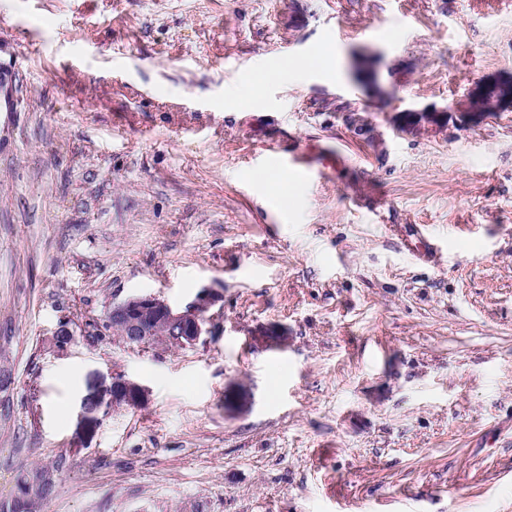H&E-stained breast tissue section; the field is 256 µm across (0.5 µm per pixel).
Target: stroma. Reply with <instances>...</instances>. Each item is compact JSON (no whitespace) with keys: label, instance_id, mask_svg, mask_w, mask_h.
<instances>
[{"label":"stroma","instance_id":"1","mask_svg":"<svg viewBox=\"0 0 512 512\" xmlns=\"http://www.w3.org/2000/svg\"><path fill=\"white\" fill-rule=\"evenodd\" d=\"M489 76L503 0H0V501L62 456L45 512H512V112L391 125ZM204 288L194 347L92 333ZM116 369L148 404L87 426ZM307 65L301 63L298 67H271L260 65L254 67L241 78L238 86L234 88V95L242 102L248 103L259 98L265 85L285 79L296 77L305 71Z\"/></svg>","mask_w":512,"mask_h":512}]
</instances>
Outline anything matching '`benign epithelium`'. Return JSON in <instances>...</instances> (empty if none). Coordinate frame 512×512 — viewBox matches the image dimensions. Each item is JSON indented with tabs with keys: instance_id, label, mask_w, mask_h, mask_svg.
I'll use <instances>...</instances> for the list:
<instances>
[{
	"instance_id": "1",
	"label": "benign epithelium",
	"mask_w": 512,
	"mask_h": 512,
	"mask_svg": "<svg viewBox=\"0 0 512 512\" xmlns=\"http://www.w3.org/2000/svg\"><path fill=\"white\" fill-rule=\"evenodd\" d=\"M354 66L365 73L367 86L382 96L380 73L374 64L366 59H357ZM512 109V77H497L478 81L471 86L463 99L452 109L437 108L433 105L421 109H405L393 117V127L398 132H436L448 125V114L458 116L461 125L473 126L492 112ZM211 290L203 289L183 307L171 305L157 294H135L112 303L100 322L93 324L98 335L111 331L125 342L151 345L169 350L195 346L201 337L209 332L206 313L214 304ZM157 315L168 326L177 329V336H161L149 327L145 318ZM149 388L119 371L112 373V382L104 394L87 402L86 409L119 410L145 405L149 399Z\"/></svg>"
}]
</instances>
